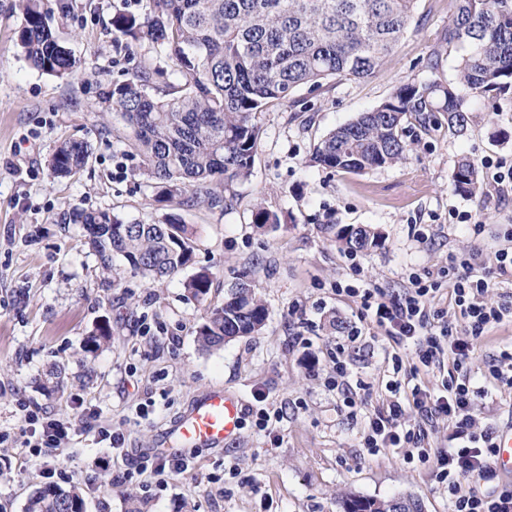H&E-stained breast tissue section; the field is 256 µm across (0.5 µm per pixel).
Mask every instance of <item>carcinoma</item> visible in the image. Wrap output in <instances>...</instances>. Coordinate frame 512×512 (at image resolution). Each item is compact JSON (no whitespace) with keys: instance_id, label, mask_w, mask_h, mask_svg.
Wrapping results in <instances>:
<instances>
[{"instance_id":"carcinoma-1","label":"carcinoma","mask_w":512,"mask_h":512,"mask_svg":"<svg viewBox=\"0 0 512 512\" xmlns=\"http://www.w3.org/2000/svg\"><path fill=\"white\" fill-rule=\"evenodd\" d=\"M419 0H147L142 15L118 13L112 31L128 43L148 41L172 62L174 91L148 92L145 67L103 92L112 129L139 156L141 174L166 186L168 194L187 190L179 204L226 209L230 186L248 179L261 139L256 114L290 103L303 86L322 88L329 79L374 75L413 23ZM24 25L19 44L35 69L70 74L76 59L46 21L41 0H20ZM441 42L459 51L456 82H406L379 107L337 127L314 147L310 162L325 169L360 173L391 166L405 157L403 133L416 126L425 134L448 129L456 135L470 121L459 97L461 84L482 95L512 88V0H457ZM91 156L90 144L69 140L51 159L59 177L76 174ZM451 182L463 194L481 193L477 164L457 162ZM64 223L80 224L105 269L122 258L152 284L180 273L193 256L185 225L140 221L122 224L105 211L73 205ZM368 226L342 227L336 241L354 253L380 244ZM211 273L202 269L185 281L195 299H207ZM267 308L241 273L198 327L200 346L219 348L237 337L258 333ZM343 512H422L410 498L377 500L350 495ZM25 512H84L77 486H46L27 501Z\"/></svg>"}]
</instances>
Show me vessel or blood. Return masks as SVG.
<instances>
[{"label":"vessel or blood","instance_id":"vessel-or-blood-1","mask_svg":"<svg viewBox=\"0 0 512 512\" xmlns=\"http://www.w3.org/2000/svg\"><path fill=\"white\" fill-rule=\"evenodd\" d=\"M238 397L215 388L194 400L190 409L165 435L187 448H215L234 440L240 430ZM496 465L500 473L512 476V426L497 435Z\"/></svg>","mask_w":512,"mask_h":512}]
</instances>
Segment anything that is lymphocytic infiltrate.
<instances>
[{"label": "lymphocytic infiltrate", "mask_w": 512, "mask_h": 512, "mask_svg": "<svg viewBox=\"0 0 512 512\" xmlns=\"http://www.w3.org/2000/svg\"><path fill=\"white\" fill-rule=\"evenodd\" d=\"M475 260L472 254L449 256L448 308L439 326L434 323L436 313L432 309L438 288L420 277H412L409 288L400 296L371 285L348 290L349 295L358 298L367 324L384 331L390 343L397 347L408 341L415 344L416 361L410 368L411 375L447 364L448 381L442 395L429 397L418 385L410 391L416 409L446 419L447 447L429 452L423 446L424 430L416 424H402L405 408L399 398V380L386 382L385 388L392 395L386 405L366 411L351 394L346 395L344 403L352 411L364 414V448L371 451L409 448L420 459L434 462L440 481L448 485L450 512H512V492L491 499L462 487L464 479L487 470L496 446L491 430L474 428L471 411L478 399L487 397L488 391L470 384L466 372L473 348L470 342L455 339L454 322L459 318L465 320L473 339H477L493 327L512 321V291L504 292L497 303L484 302L482 295L492 288L493 282L479 274ZM26 420L32 428L27 442L32 456L45 471H52L62 440L77 429L75 419L60 417L43 421L30 413Z\"/></svg>", "instance_id": "1"}]
</instances>
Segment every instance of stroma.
I'll return each instance as SVG.
<instances>
[{
	"label": "stroma",
	"mask_w": 512,
	"mask_h": 512,
	"mask_svg": "<svg viewBox=\"0 0 512 512\" xmlns=\"http://www.w3.org/2000/svg\"><path fill=\"white\" fill-rule=\"evenodd\" d=\"M145 0H44L59 42L79 59L77 72L37 71L18 45L19 0H0V512H24L28 497L53 484L78 486L85 512H342L343 495L408 497L423 512H448V490L432 463L403 450L369 453L364 419L353 416L336 387L344 362L351 390L381 406L392 362L384 336L360 328V306L346 286L403 291L430 274L448 298V257L480 253L488 276L494 254L512 242V193L471 198L457 192L458 160L512 163V93L479 97L457 92L473 114L463 134L406 130V156L361 173L309 165L315 144L358 113L389 99L404 82L454 80L456 57L437 48L455 0H419L416 22L374 76L299 88L290 105L259 113L262 136L249 179L232 187L231 209L161 202L140 173V159L102 129V92L138 67L153 84H175L171 64L151 43L126 50L112 34L118 13L141 14ZM68 139L90 143L75 176L54 177L51 154ZM108 212L123 223L177 217L194 242L193 261L174 278L152 285L115 259L103 271L81 225L63 223L69 205ZM276 212V224L253 223L255 205ZM471 215L470 225L457 223ZM364 225L382 235L366 252L343 250L337 228ZM213 283L206 301L184 283L200 268ZM247 272L268 309L261 332L202 350L196 330L206 307L221 305L233 277ZM108 325L112 340L93 353L84 342ZM512 345V322L477 342L470 364L476 381ZM59 366L62 390L45 386ZM214 387L243 402L236 440L221 448H189V468L158 481L138 464L157 447L200 394ZM69 416L78 429L46 476L26 448L23 406ZM279 412L271 431L258 430V410ZM478 427L512 423V387L502 386L474 408ZM123 432L111 450L101 429Z\"/></svg>",
	"instance_id": "35a3bbf8"
}]
</instances>
